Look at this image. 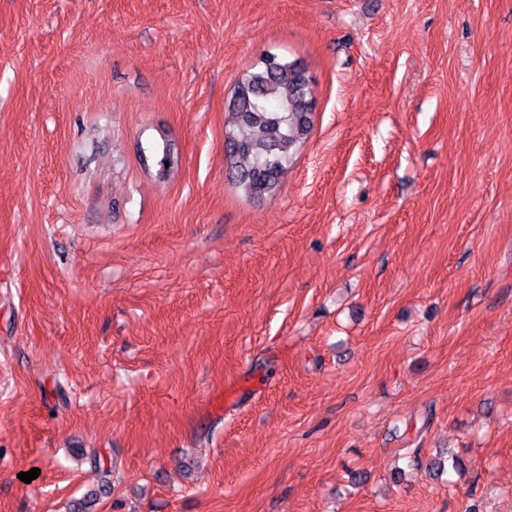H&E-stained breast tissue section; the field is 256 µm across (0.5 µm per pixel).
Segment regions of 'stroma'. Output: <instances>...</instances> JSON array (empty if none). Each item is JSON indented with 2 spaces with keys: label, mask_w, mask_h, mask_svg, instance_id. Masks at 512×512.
<instances>
[{
  "label": "stroma",
  "mask_w": 512,
  "mask_h": 512,
  "mask_svg": "<svg viewBox=\"0 0 512 512\" xmlns=\"http://www.w3.org/2000/svg\"><path fill=\"white\" fill-rule=\"evenodd\" d=\"M269 52L311 132L254 201ZM93 490L512 512V0H0V512ZM309 79L295 61L266 54L237 85L229 107V177L253 200L273 197L292 150L310 132Z\"/></svg>",
  "instance_id": "obj_1"
}]
</instances>
